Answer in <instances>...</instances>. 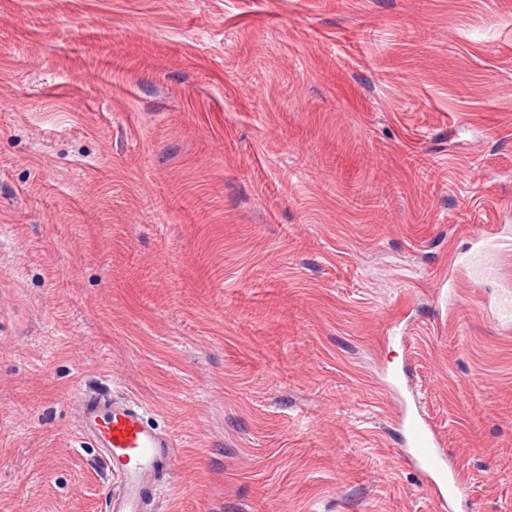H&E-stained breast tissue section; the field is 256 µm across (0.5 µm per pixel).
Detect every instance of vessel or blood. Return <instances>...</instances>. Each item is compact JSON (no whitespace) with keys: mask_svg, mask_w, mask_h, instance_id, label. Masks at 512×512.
I'll list each match as a JSON object with an SVG mask.
<instances>
[{"mask_svg":"<svg viewBox=\"0 0 512 512\" xmlns=\"http://www.w3.org/2000/svg\"><path fill=\"white\" fill-rule=\"evenodd\" d=\"M470 238L475 252L465 260L452 261V268L471 272L478 279L494 276L490 256L505 245V238L482 231L472 232ZM76 402L80 433L99 450L115 484L105 512H144L147 500L162 490L173 470L174 439L152 425L145 406L133 399L83 392ZM400 424L405 456L427 479L441 512H455L468 498L464 477L449 465L436 433L421 413L404 411Z\"/></svg>","mask_w":512,"mask_h":512,"instance_id":"1","label":"vessel or blood"}]
</instances>
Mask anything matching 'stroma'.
<instances>
[{
	"label": "stroma",
	"mask_w": 512,
	"mask_h": 512,
	"mask_svg": "<svg viewBox=\"0 0 512 512\" xmlns=\"http://www.w3.org/2000/svg\"><path fill=\"white\" fill-rule=\"evenodd\" d=\"M432 168L421 179L408 155ZM512 0H0V512H103L71 394L173 436L149 512H512ZM470 238L479 247L465 260L457 261L455 259L448 267V299H454L455 283L452 276L454 269H460L464 274L470 270L475 279L490 278L495 274V267L490 262V255L502 249L504 245L510 247L512 242L511 239H505L501 236L490 237L484 231H473ZM400 424L404 454L427 479L438 510L454 512L460 502L469 499L464 477L449 465L436 433L419 411H404Z\"/></svg>",
	"instance_id": "stroma-1"
}]
</instances>
